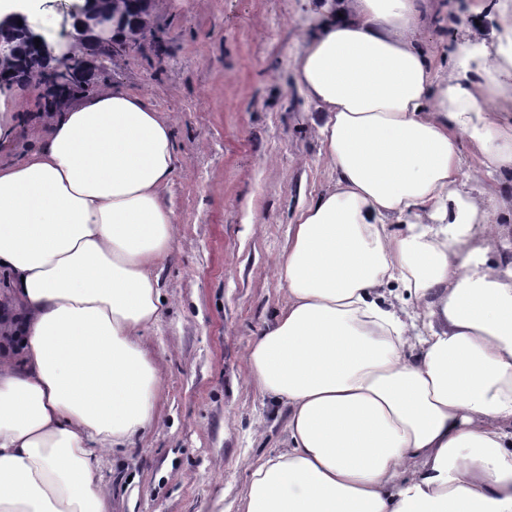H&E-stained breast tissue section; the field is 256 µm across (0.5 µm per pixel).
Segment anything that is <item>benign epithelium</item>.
<instances>
[{
  "mask_svg": "<svg viewBox=\"0 0 512 512\" xmlns=\"http://www.w3.org/2000/svg\"><path fill=\"white\" fill-rule=\"evenodd\" d=\"M99 2L100 0H85L78 9H70L64 13L60 37L53 43L48 42L32 28H27L30 39H40L39 48L43 61L59 62V65L50 69V91L62 93L68 89L73 73L72 67L82 62V59L72 57L74 46L86 48V55L93 57L94 44L103 43L114 48L128 49L145 41L146 31L133 24L119 27V21L103 10Z\"/></svg>",
  "mask_w": 512,
  "mask_h": 512,
  "instance_id": "1",
  "label": "benign epithelium"
}]
</instances>
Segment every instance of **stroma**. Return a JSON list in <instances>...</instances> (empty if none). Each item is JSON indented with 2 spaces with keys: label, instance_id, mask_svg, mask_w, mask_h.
Wrapping results in <instances>:
<instances>
[{
  "label": "stroma",
  "instance_id": "1",
  "mask_svg": "<svg viewBox=\"0 0 512 512\" xmlns=\"http://www.w3.org/2000/svg\"><path fill=\"white\" fill-rule=\"evenodd\" d=\"M82 0H26L30 25L58 37ZM476 0H431L419 35L447 67L458 11ZM309 0H151L163 56L131 50L88 63L72 98L115 86L145 97L174 132L175 171L160 198L178 226L158 267L164 298L145 346L160 371L156 425L101 460L112 512H236L245 461L281 450L287 411L249 386L244 353L286 298L275 262L299 209L333 181L319 115L297 86ZM42 83L0 89L16 134L0 163L42 142Z\"/></svg>",
  "mask_w": 512,
  "mask_h": 512
}]
</instances>
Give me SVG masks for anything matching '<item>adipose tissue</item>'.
Returning <instances> with one entry per match:
<instances>
[{
	"label": "adipose tissue",
	"mask_w": 512,
	"mask_h": 512,
	"mask_svg": "<svg viewBox=\"0 0 512 512\" xmlns=\"http://www.w3.org/2000/svg\"><path fill=\"white\" fill-rule=\"evenodd\" d=\"M427 0H318L295 67L333 183L276 261L286 303L247 348L288 445L246 462L239 512H512V0L458 27ZM467 140L477 159L458 148ZM169 122L126 89L50 113L0 165V512H109L104 453L155 421L143 344L177 233ZM476 0H434L429 1V10L419 35V41L426 51L428 60L435 68H448L453 50V36L456 25L449 20L451 15L464 9L472 19Z\"/></svg>",
	"instance_id": "ef3b65f1"
}]
</instances>
